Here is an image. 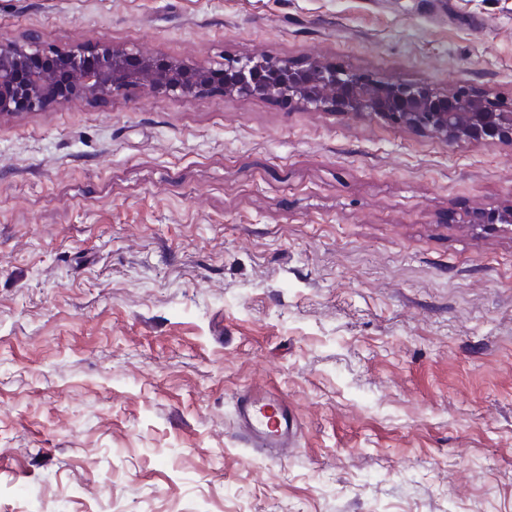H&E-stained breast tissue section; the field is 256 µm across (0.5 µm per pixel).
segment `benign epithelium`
I'll list each match as a JSON object with an SVG mask.
<instances>
[{
	"label": "benign epithelium",
	"instance_id": "benign-epithelium-1",
	"mask_svg": "<svg viewBox=\"0 0 512 512\" xmlns=\"http://www.w3.org/2000/svg\"><path fill=\"white\" fill-rule=\"evenodd\" d=\"M219 88L226 94L286 96L314 109L393 126L424 130L448 143L512 141V110H499L466 93L442 95L425 85L369 80L313 60L300 67L268 57L226 59L214 67L164 60L139 47L103 42L87 54L49 50L31 41L0 42V116L38 112L72 99L120 95L138 88L150 95H176L188 102ZM471 224L512 225V209H481Z\"/></svg>",
	"mask_w": 512,
	"mask_h": 512
}]
</instances>
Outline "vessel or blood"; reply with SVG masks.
<instances>
[{
    "mask_svg": "<svg viewBox=\"0 0 512 512\" xmlns=\"http://www.w3.org/2000/svg\"><path fill=\"white\" fill-rule=\"evenodd\" d=\"M235 414L243 442L265 449L267 460H278L293 446L298 433L297 418L278 393L258 386L242 390L235 398Z\"/></svg>",
    "mask_w": 512,
    "mask_h": 512,
    "instance_id": "1",
    "label": "vessel or blood"
}]
</instances>
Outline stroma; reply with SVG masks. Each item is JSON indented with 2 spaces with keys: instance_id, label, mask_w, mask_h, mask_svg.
I'll list each match as a JSON object with an SVG mask.
<instances>
[{
  "instance_id": "stroma-1",
  "label": "stroma",
  "mask_w": 512,
  "mask_h": 512,
  "mask_svg": "<svg viewBox=\"0 0 512 512\" xmlns=\"http://www.w3.org/2000/svg\"><path fill=\"white\" fill-rule=\"evenodd\" d=\"M0 39L512 107V0H0ZM512 143L131 89L0 117V512H512ZM301 434L270 462L235 394ZM468 223L471 224H501L509 227L512 224V209H481L470 216ZM237 427L250 448H264L266 459L278 461L293 447L298 433L296 415L278 393L264 387H250L235 398Z\"/></svg>"
}]
</instances>
